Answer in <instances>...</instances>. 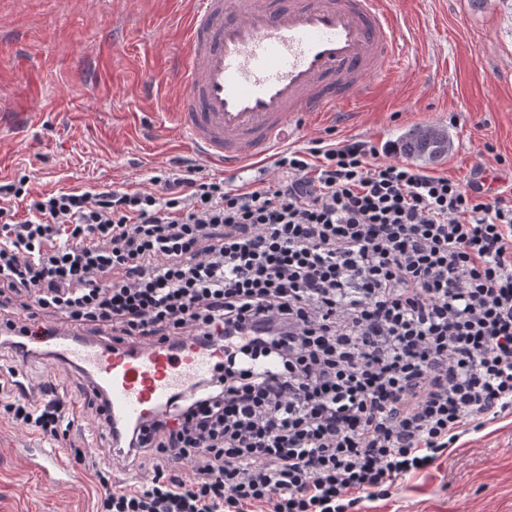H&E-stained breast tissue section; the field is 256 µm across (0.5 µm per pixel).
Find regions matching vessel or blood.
Wrapping results in <instances>:
<instances>
[{"instance_id":"1","label":"vessel or blood","mask_w":512,"mask_h":512,"mask_svg":"<svg viewBox=\"0 0 512 512\" xmlns=\"http://www.w3.org/2000/svg\"><path fill=\"white\" fill-rule=\"evenodd\" d=\"M400 30L390 0H189L170 68L179 85L174 123L225 171L269 161L296 121L347 111L393 78ZM46 344L56 361L90 377L105 417L124 427L174 395L192 396L222 359L162 341L133 352L69 332ZM26 459L48 484L69 471L52 450Z\"/></svg>"}]
</instances>
